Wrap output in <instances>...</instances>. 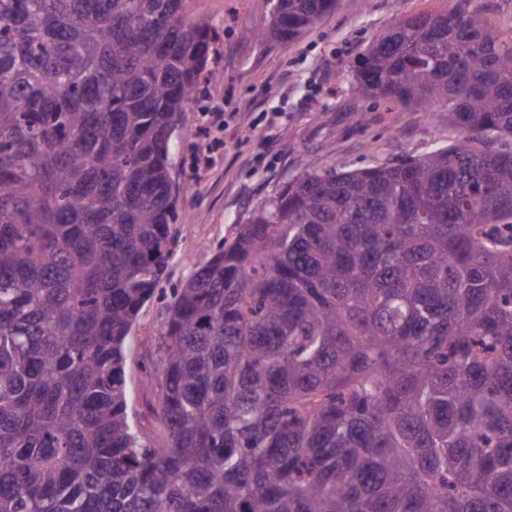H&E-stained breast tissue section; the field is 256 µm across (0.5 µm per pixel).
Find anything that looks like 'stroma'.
<instances>
[{"label":"stroma","mask_w":512,"mask_h":512,"mask_svg":"<svg viewBox=\"0 0 512 512\" xmlns=\"http://www.w3.org/2000/svg\"><path fill=\"white\" fill-rule=\"evenodd\" d=\"M455 0H341L310 31L290 42L259 39L271 0H187V13L220 35L208 66L218 81L200 83L175 134L172 176L183 191L173 227L170 289L231 239L237 225L300 172L304 156L323 166L363 168L447 146L460 137L439 109L428 118L400 112L353 90L359 53L400 17L452 8ZM167 299L143 308L129 363L133 411L156 431L157 390L142 371L158 360L153 339Z\"/></svg>","instance_id":"stroma-1"}]
</instances>
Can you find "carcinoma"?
<instances>
[{"mask_svg": "<svg viewBox=\"0 0 512 512\" xmlns=\"http://www.w3.org/2000/svg\"><path fill=\"white\" fill-rule=\"evenodd\" d=\"M186 0H0V512H512V37L467 0L355 92L463 132L301 162L173 289L160 437L128 344L172 259L173 136L218 34ZM340 0H274L265 39Z\"/></svg>", "mask_w": 512, "mask_h": 512, "instance_id": "carcinoma-1", "label": "carcinoma"}]
</instances>
